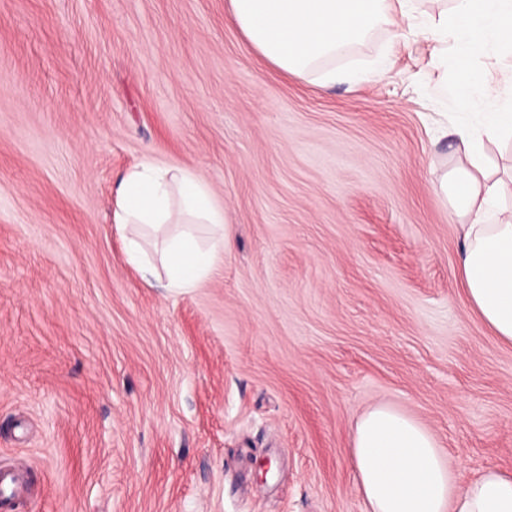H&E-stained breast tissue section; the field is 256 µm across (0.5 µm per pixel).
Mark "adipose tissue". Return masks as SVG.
Instances as JSON below:
<instances>
[{"label": "adipose tissue", "instance_id": "obj_1", "mask_svg": "<svg viewBox=\"0 0 512 512\" xmlns=\"http://www.w3.org/2000/svg\"><path fill=\"white\" fill-rule=\"evenodd\" d=\"M247 42L271 66L297 75L361 40L378 22L398 25L420 12L417 0H227ZM421 33L435 67H452L449 92L458 112L451 125L458 168L440 191L463 225L461 280L473 310L500 341L512 344V212L498 203L507 182L491 180L486 143L512 137V73L491 82L487 70L512 57V0H450L422 12ZM495 102L474 112V91ZM114 222L128 263L141 272L163 267L164 286L184 292L223 264L230 245L226 213L208 184L180 168L144 161L116 191ZM154 235L146 251L143 231ZM159 254L152 263L151 254ZM357 484L370 512H512V473L489 468L463 478L419 422L380 405L365 412L353 435Z\"/></svg>", "mask_w": 512, "mask_h": 512}]
</instances>
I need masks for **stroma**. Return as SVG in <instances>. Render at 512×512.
I'll return each mask as SVG.
<instances>
[{
  "label": "stroma",
  "instance_id": "1",
  "mask_svg": "<svg viewBox=\"0 0 512 512\" xmlns=\"http://www.w3.org/2000/svg\"><path fill=\"white\" fill-rule=\"evenodd\" d=\"M417 20L302 75L227 0H0V468L16 512H368L386 404L463 476L512 471V345L467 304L437 175L454 99ZM387 56L381 75L372 62ZM355 68L367 79L324 84ZM201 176L231 249L170 293L125 260L122 175Z\"/></svg>",
  "mask_w": 512,
  "mask_h": 512
}]
</instances>
